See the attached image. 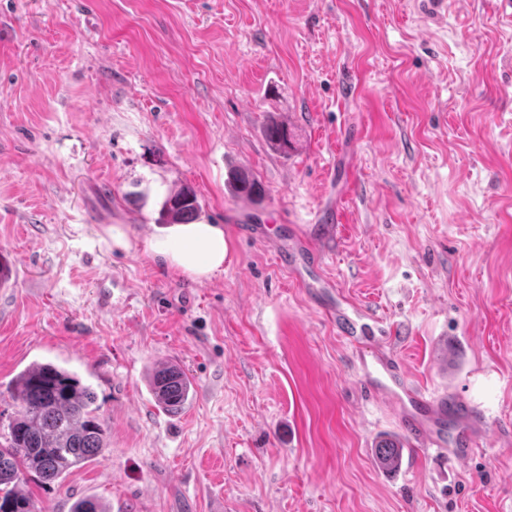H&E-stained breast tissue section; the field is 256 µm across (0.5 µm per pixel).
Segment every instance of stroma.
Listing matches in <instances>:
<instances>
[{
    "mask_svg": "<svg viewBox=\"0 0 512 512\" xmlns=\"http://www.w3.org/2000/svg\"><path fill=\"white\" fill-rule=\"evenodd\" d=\"M233 168L262 201L231 191ZM183 187L229 243L201 282L146 247ZM320 210L339 228L325 274L396 324L379 348L412 386L485 415L480 456L375 465L398 411L365 395L355 351L270 252ZM0 264V430L34 362L81 376L107 429L101 455L29 482L41 512L84 496L109 512H512V19L496 0H0ZM160 361L193 384L175 413L147 384ZM267 141L276 150L287 152L291 147V133L286 123L270 122L264 127ZM229 185L234 194L258 196L264 192L261 182L249 171L239 169L230 174Z\"/></svg>",
    "mask_w": 512,
    "mask_h": 512,
    "instance_id": "35a3bbf8",
    "label": "stroma"
}]
</instances>
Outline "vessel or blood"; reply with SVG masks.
Here are the masks:
<instances>
[{
    "label": "vessel or blood",
    "instance_id": "b4317fda",
    "mask_svg": "<svg viewBox=\"0 0 512 512\" xmlns=\"http://www.w3.org/2000/svg\"><path fill=\"white\" fill-rule=\"evenodd\" d=\"M292 246L274 244L277 267L293 274L310 299L336 326L349 345L394 336L392 324L365 307L344 299L335 280L321 274L324 255L310 251L307 235L297 233ZM360 380L373 398L388 401L400 413L401 426L412 447L434 452L451 461L470 459L480 445L472 425L478 415L472 408L446 394L413 387L402 359L395 354L360 353Z\"/></svg>",
    "mask_w": 512,
    "mask_h": 512
}]
</instances>
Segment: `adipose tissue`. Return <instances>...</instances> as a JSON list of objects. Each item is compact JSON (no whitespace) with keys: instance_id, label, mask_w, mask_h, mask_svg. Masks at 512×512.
I'll use <instances>...</instances> for the list:
<instances>
[{"instance_id":"1","label":"adipose tissue","mask_w":512,"mask_h":512,"mask_svg":"<svg viewBox=\"0 0 512 512\" xmlns=\"http://www.w3.org/2000/svg\"><path fill=\"white\" fill-rule=\"evenodd\" d=\"M151 255L165 267L198 280L222 270L228 251L220 224H175L148 242Z\"/></svg>"}]
</instances>
